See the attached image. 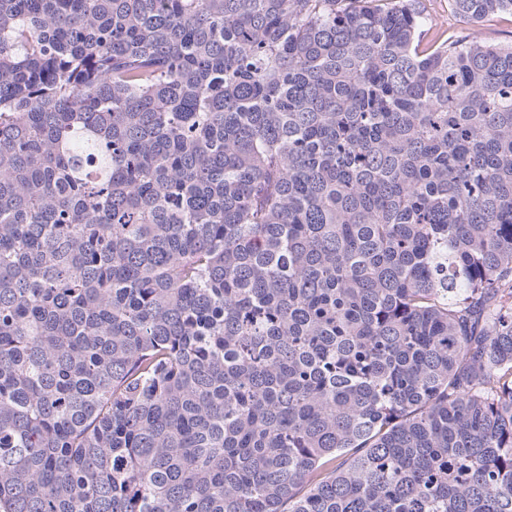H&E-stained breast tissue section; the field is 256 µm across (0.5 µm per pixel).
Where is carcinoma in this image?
I'll list each match as a JSON object with an SVG mask.
<instances>
[{"instance_id":"obj_1","label":"carcinoma","mask_w":512,"mask_h":512,"mask_svg":"<svg viewBox=\"0 0 512 512\" xmlns=\"http://www.w3.org/2000/svg\"><path fill=\"white\" fill-rule=\"evenodd\" d=\"M429 30L0 0V512H512V45Z\"/></svg>"}]
</instances>
